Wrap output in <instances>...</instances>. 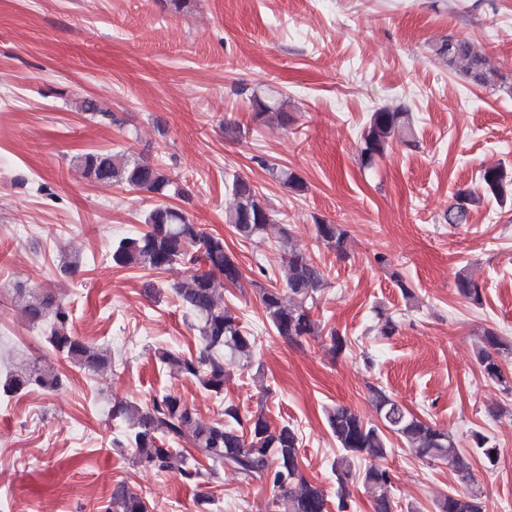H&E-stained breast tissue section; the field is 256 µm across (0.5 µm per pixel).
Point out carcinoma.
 I'll return each mask as SVG.
<instances>
[{
    "instance_id": "1",
    "label": "carcinoma",
    "mask_w": 512,
    "mask_h": 512,
    "mask_svg": "<svg viewBox=\"0 0 512 512\" xmlns=\"http://www.w3.org/2000/svg\"><path fill=\"white\" fill-rule=\"evenodd\" d=\"M432 52L473 83L512 93V82L494 69L489 57L468 39L450 36L433 46ZM250 103L258 117L271 113L284 127L292 121L286 102L275 90L253 95ZM397 138L408 147H418L408 109L384 107L373 112L362 133L363 162L368 165L375 162ZM80 167L83 176L94 182L122 183L163 197L181 194L165 168L130 155L88 153ZM269 172L295 193L306 190L305 182L293 170L273 166ZM481 180L483 194L502 198L512 177L501 167H490L483 171ZM231 192L235 205L226 212L225 222L239 238L251 241L276 227L277 243L288 252L285 287L272 285L259 290L270 326L291 342L304 336L321 335V324L311 309L315 295L326 285L324 272L304 253L293 248L285 225L277 224L257 187L236 176ZM455 199L448 208V223L465 224L473 207L481 203V196L463 189L456 193ZM145 224V232L123 237L112 245V263L123 268L150 270H166L175 264L190 266L192 274L176 286L175 292L196 320L201 349L194 357L163 350L158 352V359L205 390L222 395L230 367L251 363L258 345L254 331L220 306L216 299L217 286L239 285L242 270L236 258L225 250L224 238L205 233L178 208L158 204L146 215ZM346 237L347 231L340 224L324 220L316 224L317 240L340 256L344 254ZM456 288L465 298L480 301V290L468 276H458ZM16 299L30 321L50 323L49 344L79 368L95 372L111 362L106 351L74 335L68 307L53 296L31 295L18 288ZM507 349L508 341L486 330L480 338L477 355L486 378L503 390L511 391L512 380L508 379L498 358ZM226 352L231 356L229 363L224 361ZM59 385L54 371L28 366L12 372L0 388L16 394L34 386L55 390ZM370 399L377 416L375 422L365 420L344 405L327 412L329 429L341 449L334 463L338 483L337 512H348L347 483L353 478L355 462L385 457L392 451L390 436L393 434L417 458L427 463L442 462L461 479H470L469 461L449 432L414 415L379 387L370 388ZM222 415L223 421L205 424L194 408L172 393L154 397L145 407L127 402L112 407V417L125 422L134 459L143 467L173 473L187 484H196L202 479L200 465L204 463L213 474L229 468L245 480H256L270 487L274 501L282 500L287 504L286 512H327L325 490L301 471L303 437L298 429L288 424L274 427L261 412L243 415L232 401L224 402ZM186 440L195 451L191 457L173 447ZM359 477L372 496L375 512H395L397 504L390 494L392 477L388 471L370 466L360 472ZM102 509L103 512H152L150 502L125 483L112 489ZM437 509L438 512H485L477 491L445 495L438 501Z\"/></svg>"
}]
</instances>
